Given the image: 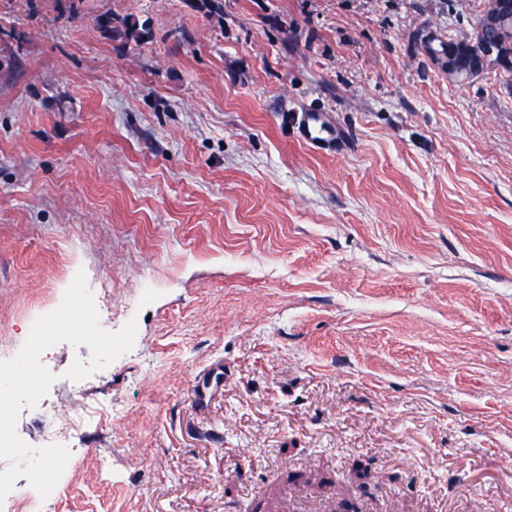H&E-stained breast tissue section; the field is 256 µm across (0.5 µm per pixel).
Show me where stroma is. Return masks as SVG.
Here are the masks:
<instances>
[{
  "label": "stroma",
  "mask_w": 512,
  "mask_h": 512,
  "mask_svg": "<svg viewBox=\"0 0 512 512\" xmlns=\"http://www.w3.org/2000/svg\"><path fill=\"white\" fill-rule=\"evenodd\" d=\"M59 3L0 0V336L80 271L137 322L18 416L85 414L69 512H512V98L423 50L483 0ZM94 22L102 35L112 41L139 45L149 41L152 37L149 23L147 21L140 22L133 15L118 19L108 13H103L97 15ZM291 126L296 136L305 142L328 149L336 146V127L328 114L320 109L297 112Z\"/></svg>",
  "instance_id": "1"
}]
</instances>
